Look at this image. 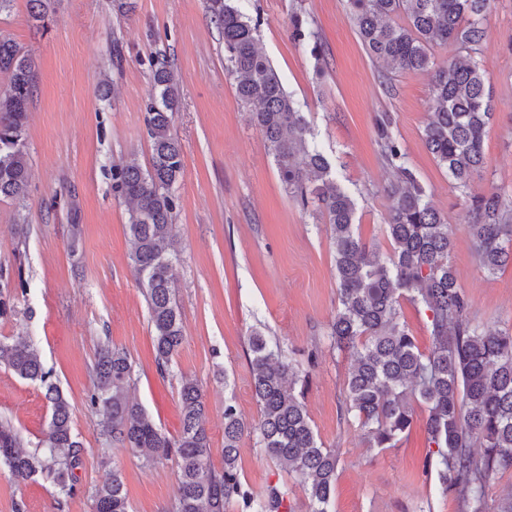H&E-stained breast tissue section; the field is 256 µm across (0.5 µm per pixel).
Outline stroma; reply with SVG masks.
Masks as SVG:
<instances>
[{
  "instance_id": "1",
  "label": "stroma",
  "mask_w": 512,
  "mask_h": 512,
  "mask_svg": "<svg viewBox=\"0 0 512 512\" xmlns=\"http://www.w3.org/2000/svg\"><path fill=\"white\" fill-rule=\"evenodd\" d=\"M44 21L30 0L0 11V30L32 56L38 74L29 108L25 199L0 201V278L14 311L0 318V336H30L45 369L71 404L82 446L73 494L38 476L15 483L0 472V512H95L93 492L111 470L122 474L132 512H167L176 496L174 461L147 464L106 443L87 403L90 368L103 342L128 352L136 379L130 396L158 426L178 434L179 391L196 379L207 407L211 463L224 467V403L246 422L258 418L248 338L258 332L286 351H316L305 403L318 439L338 450L332 512H458L443 495L429 455L428 411L397 447L365 445L345 419L348 360L326 333L339 307L333 241L326 219L288 193L263 136L224 69V37L206 0H45ZM259 20L258 46L357 202L358 232L389 251L385 224L393 200L384 186L394 173L382 158L375 120L392 118L407 167L432 206L453 227L451 265L470 314L484 329H512V265L489 275L465 230V202L429 152L424 128L433 75L385 74L364 49L346 0H232ZM300 14L323 49L322 60L290 37ZM478 62L494 118L484 140L485 165L475 193L512 194V0H494ZM173 67L181 99L174 130L184 171L175 189L173 288L184 337L167 374L156 370L149 310L130 266L128 205L112 191V166L151 159L144 112L150 63ZM79 224L78 250L70 227ZM35 450L50 421L40 382L0 368V420ZM241 479L253 491L279 486L289 512H307L294 475L261 452L255 437L240 442Z\"/></svg>"
}]
</instances>
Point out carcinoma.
Returning <instances> with one entry per match:
<instances>
[{
  "label": "carcinoma",
  "mask_w": 512,
  "mask_h": 512,
  "mask_svg": "<svg viewBox=\"0 0 512 512\" xmlns=\"http://www.w3.org/2000/svg\"><path fill=\"white\" fill-rule=\"evenodd\" d=\"M493 0H347L357 33L375 60L392 72H433L431 112L424 130L428 150L465 197L466 230L480 267L493 275L512 264V195L473 194V174L484 166V137L493 118L491 96L476 56ZM211 20L224 35V69L236 82L238 99L251 107L288 191L304 208L316 207L328 220L335 247L340 306L327 336L349 359L344 416L356 421L370 448H395L413 424L410 400L426 405L425 428L433 447L426 466L437 468L442 493L458 512H487L493 477L512 468V329L489 332L468 317L469 302L450 265L452 227L436 211L424 188L405 166L393 137L391 118L376 119L382 156L397 173L387 188L394 204L386 224L390 250L369 247L356 231V203L336 184L328 158L278 72L257 46V24L230 5L207 0ZM401 16L405 23L391 18ZM307 21L295 17L291 38L319 58L309 42ZM453 44L458 58L438 66L434 48ZM152 92L145 104L151 140L150 167L134 161L112 166V190L130 204L129 255L146 299L155 342V364L164 375L180 347L184 326L173 294L175 259L170 252L176 185L183 152L173 132L180 102L176 74L163 59L151 63ZM0 200L25 195L29 159L25 139L28 110L37 84L33 61L0 32ZM430 314L432 348L420 351L400 321L402 301ZM258 421L247 426L237 407L224 403V468L214 469L206 429V407L193 379L182 381L181 430L162 431L129 398L134 384L128 354L99 347L92 366L88 405L102 415L101 435L146 463L175 459L177 492L172 512H224L236 500L243 512H279L284 493L271 487L259 495L238 469L239 442L250 433L276 464L297 476L310 512H331L339 454L318 441L303 392L306 374L259 333L249 337ZM0 365L21 379L38 381L51 411L43 451L26 452L9 421H0V468L16 482L46 476L65 495L75 489L80 443L71 405L44 368L30 337L0 339ZM95 512H131L121 473L114 469L94 492Z\"/></svg>",
  "instance_id": "obj_1"
}]
</instances>
